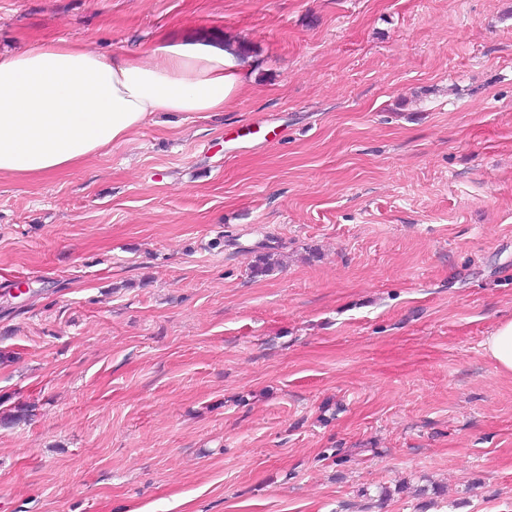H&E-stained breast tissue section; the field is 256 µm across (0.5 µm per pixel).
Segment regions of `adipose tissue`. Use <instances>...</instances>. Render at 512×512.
Returning a JSON list of instances; mask_svg holds the SVG:
<instances>
[{
	"mask_svg": "<svg viewBox=\"0 0 512 512\" xmlns=\"http://www.w3.org/2000/svg\"><path fill=\"white\" fill-rule=\"evenodd\" d=\"M249 83L250 61L231 41L108 57L62 39L0 53V178L81 166L158 114L224 112Z\"/></svg>",
	"mask_w": 512,
	"mask_h": 512,
	"instance_id": "obj_1",
	"label": "adipose tissue"
}]
</instances>
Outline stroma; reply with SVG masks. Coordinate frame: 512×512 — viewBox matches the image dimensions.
Wrapping results in <instances>:
<instances>
[{"label": "stroma", "mask_w": 512, "mask_h": 512, "mask_svg": "<svg viewBox=\"0 0 512 512\" xmlns=\"http://www.w3.org/2000/svg\"><path fill=\"white\" fill-rule=\"evenodd\" d=\"M228 37L231 109L0 180V512H512V0H0ZM486 351L502 373L512 374V319L498 324L485 343Z\"/></svg>", "instance_id": "obj_1"}]
</instances>
